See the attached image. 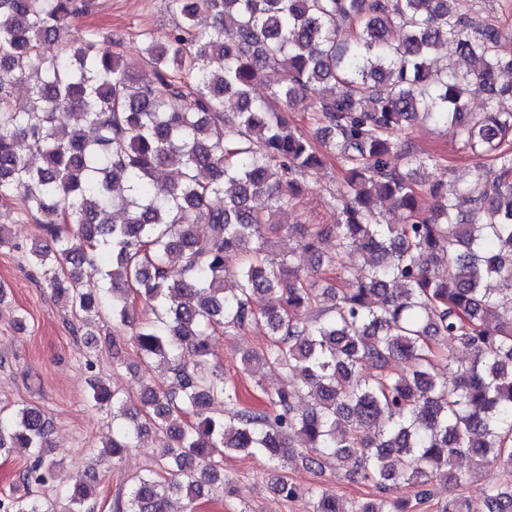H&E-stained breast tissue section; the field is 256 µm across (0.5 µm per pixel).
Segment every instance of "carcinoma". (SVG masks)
Segmentation results:
<instances>
[{"mask_svg":"<svg viewBox=\"0 0 512 512\" xmlns=\"http://www.w3.org/2000/svg\"><path fill=\"white\" fill-rule=\"evenodd\" d=\"M169 4L180 22L161 37L146 34L155 81L144 83L95 37L68 40L78 0H0V202L18 203L44 230L26 260L69 307L86 346L112 336L121 367L128 339L140 363L170 378L166 389L142 385L136 407L101 381L90 385L92 406L128 423L89 449L88 466L103 455L122 459L149 432L162 440L160 469L136 477L112 512H169L178 493L193 504L224 485L221 458L230 454L280 469L297 457L317 468L328 461L376 489L356 502L315 490L312 512H405L387 496L390 485L422 494L433 481L456 486L463 458L474 469L512 470V84L500 82L512 50L504 32L460 0ZM202 14L211 19L203 29ZM442 46L471 67L432 69ZM270 70L282 76L260 104L252 89ZM320 85L318 146L288 110ZM471 95L484 99L478 117L468 112ZM228 96L238 104L231 117ZM63 112L73 124L57 123ZM420 115L455 127L473 156H492L494 176L479 167L461 187L423 182L417 172L431 158L397 139ZM324 150L344 177L336 223L307 227L297 240L309 271L270 255L266 230ZM173 162L180 172L171 180ZM383 209L403 222L381 223ZM328 237L336 253L324 256ZM345 253L357 264L343 265ZM106 255L100 287L86 290L82 267ZM322 267L347 287L317 288ZM255 324L267 342L242 355V371L260 388L269 370L301 377L308 408L286 388L265 393L262 407H236V385L212 367L211 336ZM450 342L469 350L466 365H443L439 350ZM366 363L373 373L362 376ZM218 402L222 417L213 413ZM50 427L34 404L0 409V456L19 450L29 461L0 496V512H95L96 486L84 478L48 497L32 493L54 482ZM273 491L299 496L284 474ZM484 505L512 512V490L489 488Z\"/></svg>","mask_w":512,"mask_h":512,"instance_id":"cac0c4a2","label":"carcinoma"}]
</instances>
